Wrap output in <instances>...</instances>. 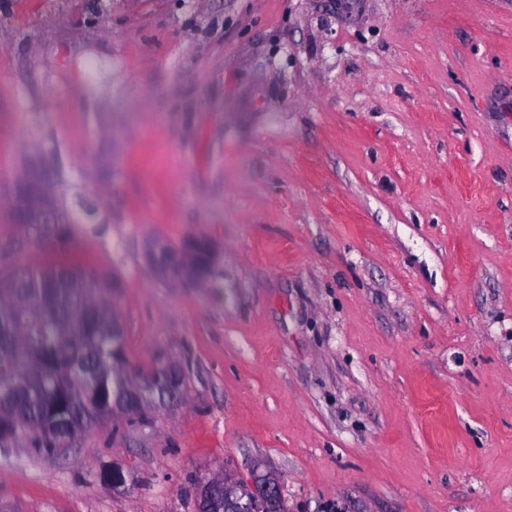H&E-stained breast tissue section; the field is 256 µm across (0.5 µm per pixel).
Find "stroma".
I'll return each instance as SVG.
<instances>
[{
    "label": "stroma",
    "instance_id": "stroma-1",
    "mask_svg": "<svg viewBox=\"0 0 512 512\" xmlns=\"http://www.w3.org/2000/svg\"><path fill=\"white\" fill-rule=\"evenodd\" d=\"M36 157L96 209L55 254L11 222ZM194 238L212 278L163 276ZM55 255L118 279L129 372L183 398L0 447V512H191L217 474L512 512V0H0V266Z\"/></svg>",
    "mask_w": 512,
    "mask_h": 512
}]
</instances>
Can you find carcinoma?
<instances>
[{
	"label": "carcinoma",
	"instance_id": "cac0c4a2",
	"mask_svg": "<svg viewBox=\"0 0 512 512\" xmlns=\"http://www.w3.org/2000/svg\"><path fill=\"white\" fill-rule=\"evenodd\" d=\"M112 280L77 263L0 271V443L51 454L43 416L112 421L131 380L118 365Z\"/></svg>",
	"mask_w": 512,
	"mask_h": 512
}]
</instances>
